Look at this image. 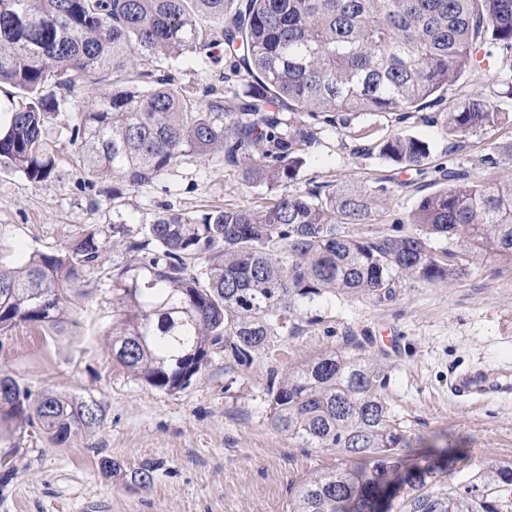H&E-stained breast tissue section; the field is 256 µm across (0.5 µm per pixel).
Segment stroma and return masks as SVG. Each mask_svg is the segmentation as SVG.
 <instances>
[{"label": "stroma", "instance_id": "35a3bbf8", "mask_svg": "<svg viewBox=\"0 0 512 512\" xmlns=\"http://www.w3.org/2000/svg\"><path fill=\"white\" fill-rule=\"evenodd\" d=\"M427 141L432 163L454 160L471 180H512V125L470 135L451 145L441 123L411 118L402 125L364 116L352 132L328 130L300 185L371 183L389 163L378 145L397 131ZM60 164L50 183H34L0 168V241L26 250L54 252L87 227L112 221V181L92 180L60 123L50 127ZM499 155L496 167L483 156ZM435 184L392 196L374 224H354L351 234L397 236L421 195ZM259 190L235 169L189 156L154 184L125 192L121 213L134 224L153 220L162 207L191 213L212 206L252 207ZM119 313L110 282L84 287L70 304L72 323L53 335L29 325L0 335V370L32 396L47 391L94 397L105 407L100 426L64 445L30 430L13 456L16 470L0 483V512H284L290 483L336 469L334 453L302 447L275 429L266 403L271 370H282L323 351L362 344L363 355L387 367L384 397L405 431L413 454L443 457L446 480L476 475L486 461L512 465V401L474 406L448 393L453 373L477 364L512 371V270L490 256L472 258L452 280H401L394 299L324 296L294 336L275 339L268 353L246 363L215 350L200 377L164 393L115 361L107 332ZM395 336L396 351L380 348L381 333ZM134 469L159 462L150 489L134 490L105 478L101 459Z\"/></svg>", "mask_w": 512, "mask_h": 512}]
</instances>
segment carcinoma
<instances>
[{"instance_id": "carcinoma-1", "label": "carcinoma", "mask_w": 512, "mask_h": 512, "mask_svg": "<svg viewBox=\"0 0 512 512\" xmlns=\"http://www.w3.org/2000/svg\"><path fill=\"white\" fill-rule=\"evenodd\" d=\"M224 63L221 88L195 100L178 89L176 64ZM512 58V0H0V85L17 101L0 123V166L35 183L57 177L49 135L63 117L92 177H119L122 190L154 183L186 156H221L265 192L255 207L198 213L170 208L130 237L119 220L85 230L62 252L18 257L0 246V334L18 325L65 329L75 290L95 277L120 292L112 355L134 377L177 392L206 368L212 350L237 362L299 329L303 311L326 294L396 296L400 279L445 281L474 255L512 269V180H470L453 162L429 167L430 147L396 132L379 155L401 171L434 174L399 237H358L405 186L392 174L372 185L299 187L326 128L350 131L376 116L401 124L433 109L482 64ZM64 90L59 99L48 84ZM443 113L448 138L512 120V75H487ZM71 111L61 115V101ZM122 237L134 258L111 270L103 234ZM444 238L438 255L432 240ZM386 367L329 350L272 373L274 427L307 448L344 460L333 472L295 482L286 512H509L512 466L487 463L473 479L442 483L440 466L407 450L384 398ZM102 404L30 393L0 371V440L29 428L62 445L99 426ZM100 470L147 490L156 467Z\"/></svg>"}]
</instances>
